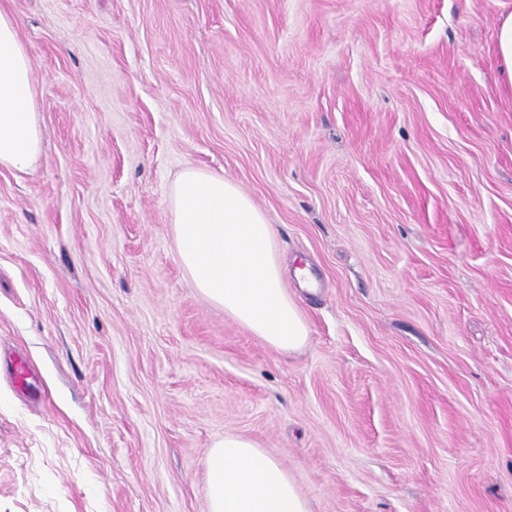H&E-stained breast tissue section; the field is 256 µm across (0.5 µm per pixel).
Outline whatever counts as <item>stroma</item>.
Masks as SVG:
<instances>
[{"instance_id":"stroma-1","label":"stroma","mask_w":512,"mask_h":512,"mask_svg":"<svg viewBox=\"0 0 512 512\" xmlns=\"http://www.w3.org/2000/svg\"><path fill=\"white\" fill-rule=\"evenodd\" d=\"M10 6L44 142L0 170V512H205L229 433L311 512H512V0ZM188 166L273 224L300 352L181 268ZM496 34L499 55L512 91V13L498 20Z\"/></svg>"}]
</instances>
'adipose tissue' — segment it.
Returning <instances> with one entry per match:
<instances>
[{"label":"adipose tissue","instance_id":"obj_1","mask_svg":"<svg viewBox=\"0 0 512 512\" xmlns=\"http://www.w3.org/2000/svg\"><path fill=\"white\" fill-rule=\"evenodd\" d=\"M36 85L27 49L0 0V168H32L42 152ZM169 214L179 262L199 294L284 353L302 350L309 327L284 286L275 231L222 175L188 167L173 182ZM207 512H310L287 469L241 435L228 434L206 460Z\"/></svg>","mask_w":512,"mask_h":512}]
</instances>
